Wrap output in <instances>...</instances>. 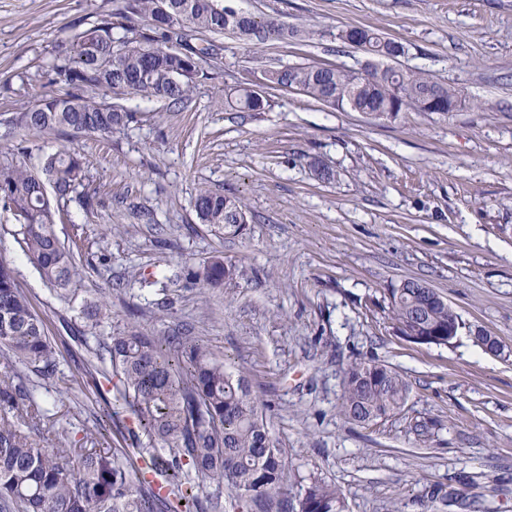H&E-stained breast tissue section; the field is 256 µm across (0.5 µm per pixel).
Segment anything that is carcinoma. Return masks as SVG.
I'll return each mask as SVG.
<instances>
[{
    "label": "carcinoma",
    "mask_w": 512,
    "mask_h": 512,
    "mask_svg": "<svg viewBox=\"0 0 512 512\" xmlns=\"http://www.w3.org/2000/svg\"><path fill=\"white\" fill-rule=\"evenodd\" d=\"M164 13L181 27L201 35L231 33L253 46L302 37L306 32L268 18L239 12L223 0H123L116 14L146 23ZM350 28L337 38L372 58L387 56L399 42L367 28ZM50 84L58 92L10 113L4 122L25 133L51 131L108 135L135 121L133 111L110 100L131 94L142 99L174 103L190 98L205 76L199 52L186 44L155 45L152 36L117 24L112 16L57 45L48 63ZM275 87L298 89L328 106L354 112H427L435 101L446 112L460 103L458 91L425 72L386 66L368 80L363 72L326 63L285 66L268 72ZM225 104L237 112H263L268 100L248 88L234 89ZM85 179L81 154L65 147L43 157L33 171L13 162H0V209L12 214L15 234L28 259L60 299L78 275L73 253L57 239L51 225L60 219L57 203L77 200L86 210L93 197L79 191ZM54 198H49L46 186ZM196 217L226 235L236 236L246 223L241 198L199 189ZM238 269L217 256L198 275L205 288H221ZM388 306L397 335L417 342L448 344V327L458 317L445 299L421 282L408 280L389 289ZM82 318L94 329L111 323L104 299L83 304ZM102 374L117 378L113 398L96 389L111 415L133 416L139 434L165 446L148 452L152 468L163 476L166 495L160 496L140 479L129 454L110 448L72 452L69 448L34 446L20 423L40 421L32 394L14 380H0V401L16 405L25 397V413L0 418V500L20 512H207L206 482L222 483L231 492L234 512H345L343 494L334 486L313 482L288 497L286 464L267 427L257 398L245 376L229 371L196 340L182 336H146L134 329L110 335L79 336ZM0 346L28 371L50 378L58 372L55 349L44 322L17 286L13 271L0 263ZM339 410L358 424L382 421L402 410L409 386L392 367L380 363L351 365L343 379ZM424 512L448 505V491L430 487Z\"/></svg>",
    "instance_id": "obj_1"
}]
</instances>
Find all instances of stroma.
Segmentation results:
<instances>
[{"mask_svg": "<svg viewBox=\"0 0 512 512\" xmlns=\"http://www.w3.org/2000/svg\"><path fill=\"white\" fill-rule=\"evenodd\" d=\"M120 0H0V112L52 93L45 63L59 42ZM226 6L312 38L253 47L234 35L189 45L216 51L183 105L125 96L136 113L109 136L24 134L0 125V160L37 167L74 145L91 210L68 203L53 230L73 247L79 275L59 301L27 259L15 221L0 211V262L43 319L59 358L52 379L28 374L0 348V378L22 377L48 396L32 431L42 448L101 440L103 404L74 313L106 297L111 333L195 338L240 370L284 451L288 493L317 479L339 488L346 512H422L444 485L440 512H512V0H224ZM365 26L405 47L402 69L458 88L452 112L376 116L267 85V71L365 54L337 40ZM249 87L262 112L225 108ZM336 173L318 181L314 167ZM243 200L247 222L227 236L199 223V188ZM224 256L241 274L221 288L195 275ZM415 279L437 290L461 327L447 345L396 336L389 288ZM497 337L502 355L477 345ZM360 361L396 369L404 408L360 425L339 412L345 370Z\"/></svg>", "mask_w": 512, "mask_h": 512, "instance_id": "stroma-1", "label": "stroma"}]
</instances>
